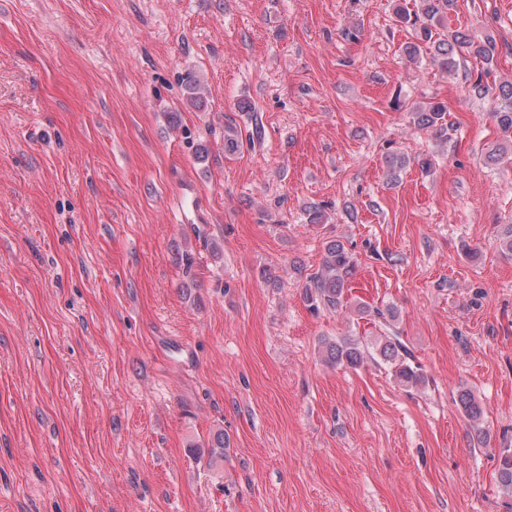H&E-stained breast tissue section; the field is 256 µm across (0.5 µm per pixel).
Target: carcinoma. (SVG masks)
I'll return each instance as SVG.
<instances>
[{
  "label": "carcinoma",
  "instance_id": "cac0c4a2",
  "mask_svg": "<svg viewBox=\"0 0 512 512\" xmlns=\"http://www.w3.org/2000/svg\"><path fill=\"white\" fill-rule=\"evenodd\" d=\"M457 0H418L413 10L405 7L395 9L396 22L412 31V40L402 46V53L411 60L429 55L430 62L443 73L454 76L465 66V55H472L482 62V68L466 74L467 90L479 99H490L494 105L500 140L485 153L484 163L498 166L512 158V80L496 76L494 58L496 41L490 35L479 36L468 28L450 26L452 12ZM187 99L195 108L205 105L204 87L192 75L186 78ZM413 123L420 129L430 130L439 137L447 136L448 107L441 101L431 100L411 109ZM253 142L262 138V126L255 123L251 131L242 130L231 123L224 125V155H235L243 139ZM384 162L389 181L399 180L409 164L408 157L399 153L385 156ZM356 263L352 254L338 240L326 242L324 257L317 271L307 275L304 296L314 309L323 308L335 312L348 304V285L353 277ZM358 313L377 319L379 327L387 334L377 337L368 345L359 339L346 338L342 341L325 343V360L336 366L356 368L370 352L386 364L395 380L404 387L413 389L425 382L421 366L403 342L399 332L394 330L398 310L388 305L383 309L358 308ZM456 404L464 415L474 423L477 441L484 442L481 428L484 408L480 399L469 388L457 391ZM497 481L500 489L512 495V448H502L498 455Z\"/></svg>",
  "mask_w": 512,
  "mask_h": 512
}]
</instances>
